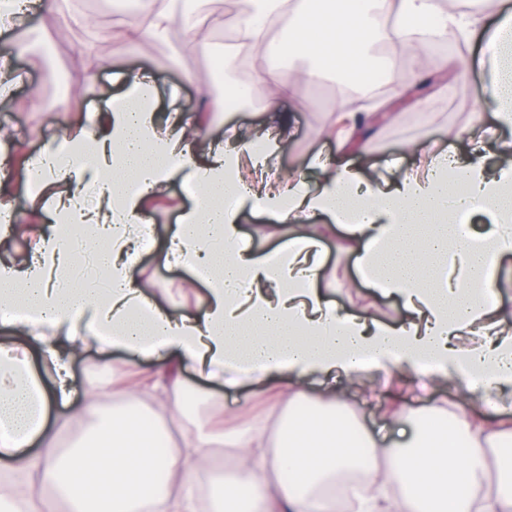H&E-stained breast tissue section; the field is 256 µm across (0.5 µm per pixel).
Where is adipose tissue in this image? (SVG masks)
<instances>
[{
	"mask_svg": "<svg viewBox=\"0 0 512 512\" xmlns=\"http://www.w3.org/2000/svg\"><path fill=\"white\" fill-rule=\"evenodd\" d=\"M206 3L140 0L139 18L122 22L115 37L136 48L169 40L177 25L184 37L175 53L206 51ZM37 13L76 34L87 83L111 68V60L95 50L96 24L67 0H0V34L8 38L0 51L1 95L15 85L13 59L26 50L21 34ZM238 15L230 58L259 50L267 63L252 84H232L228 91L242 98L261 89L270 112L325 71L376 68L367 54L370 41L412 56L431 41L461 37L495 46L481 61L483 103L500 125L512 127V108L503 101L512 85V0H484L483 12L471 16L442 9L437 0H365L357 12L323 0H238ZM291 50L312 60L305 77L284 69L282 59ZM89 121L94 135L81 126L68 129L27 160L23 177L31 193L55 200L48 213L54 228L39 236L31 263L0 257V324L39 338L55 376V395L64 401L72 395L68 354L76 349L92 344L103 351L129 350L159 357L160 363L151 372L134 373L123 387L113 385L109 367H101L82 406L97 417L96 445L64 452L56 440L68 416H50L26 357L0 343V460L11 476L0 483V503L17 501L21 512H42L30 492L39 483L84 505L102 502L106 512H140L152 501L165 512H197L196 474L208 464L211 446L225 441L243 449L245 458L237 482L217 493L222 512H236L245 489L265 500V512H311L336 473L348 469L381 474L383 484L404 492L400 498L375 495L367 512H418L424 503L434 504L436 512H512V470L491 468L485 454L512 442V419L494 428L464 413L432 419L406 447L395 449L382 472L371 441H353L339 414L289 418L271 456L264 451L262 427L253 424L229 436L184 434L160 457L134 416L100 407L102 397L135 402L140 391L150 390L160 393L162 412L180 411L184 362L230 386L401 368L424 384L447 373L467 390L511 398L512 325L501 319L491 287L502 258L512 254V161L491 168L475 153L452 164L443 151L423 169L381 185L367 181L342 153L314 157L322 172L318 190H310L302 175L279 170L246 185L242 167L263 163V154L228 138L197 160V130L180 111L159 116L154 82L141 71L125 74L121 91ZM451 165L463 191L451 189L444 177ZM177 176L198 195L175 228L165 260L207 282V306L198 317L154 306L130 276L143 207ZM248 207L298 223L297 235L276 254L254 252L238 225ZM478 208L491 215V229L459 234L456 216ZM316 212L342 225L373 284L403 300L404 322L371 324L323 302L321 241L304 221ZM86 248L95 251L106 288L54 286L55 275ZM482 486L486 494L474 497L473 489Z\"/></svg>",
	"mask_w": 512,
	"mask_h": 512,
	"instance_id": "adipose-tissue-1",
	"label": "adipose tissue"
}]
</instances>
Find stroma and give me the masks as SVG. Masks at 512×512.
Listing matches in <instances>:
<instances>
[{"instance_id": "1", "label": "stroma", "mask_w": 512, "mask_h": 512, "mask_svg": "<svg viewBox=\"0 0 512 512\" xmlns=\"http://www.w3.org/2000/svg\"><path fill=\"white\" fill-rule=\"evenodd\" d=\"M224 0H211L203 22L209 28L214 52L210 55L188 52L173 57L167 45L149 43L141 51H129L112 38L102 39L97 49L113 59L112 69L100 75L95 86L84 82V66L71 52L70 40H55L51 20H44V37L50 47L44 55L29 52L17 59L23 75L10 96L0 97V130L9 139L0 144V160L21 168L25 158L40 150L53 134L83 121L103 102L105 96L121 87V72L146 68L153 72L158 90V110L169 113L180 108L190 120H197V104L201 92H215L225 82H248L250 72L236 68L216 69V55L224 51L233 38L232 26L224 22ZM482 47H474L448 56V68L436 71L428 60H417L416 71L424 77L419 95L395 104L384 119L370 121L364 131L368 147L350 153L349 159L372 182L394 180L404 171L424 166L431 154L452 149L459 158L479 151L487 164H496L502 143L512 142V127L500 126L492 111L480 110L482 93L480 59ZM387 84L370 85L353 78L348 72L330 73L309 95L284 101L280 106L285 121L273 119L265 109L263 93L227 104L214 115L200 132L195 145L197 153H206L212 143L223 140L226 130H233L241 140H273L271 166L303 175L310 188L321 182L319 170L311 167L314 154H337L339 145L328 132L334 126L338 109L359 110L367 101L386 97ZM182 179H174L167 192L151 201L144 216L154 229L152 250L141 255L132 275L158 305L194 316L204 311V290H190L185 269L165 264L161 258L168 248L173 229L183 214L194 204L185 193ZM9 200L15 209V222L20 227L36 225L38 231H49V224L33 223V215H45L52 206L49 198L33 196L23 179L0 180V199ZM323 244L326 261L319 286L324 298L342 313H355L368 320L397 325L407 317L401 298L387 296L372 288L359 274L354 254L349 250L343 229L328 217L310 216ZM240 229L253 249L267 253L284 243L288 227L266 216L244 211ZM108 362L114 377H124L130 370L152 368L151 360L139 355L114 352L108 355L89 349L73 357L74 399L67 406L73 417L61 438L62 445L85 437L93 428L89 416L81 412L85 387L94 376L97 364ZM278 383L264 380L251 387L226 388L206 381L190 366L182 368V389L188 401L180 413L157 414L150 403H130L102 398L101 406L124 415L130 412L151 417L160 431L171 441H178L188 430L207 429L213 415L239 416L249 420L266 416L268 453L277 450L276 434L285 417L305 408L341 414L358 435L372 436L380 467H388L387 451L396 447L414 428L429 420L430 410L443 406L447 414L466 411L487 423L499 417L496 401L464 392L459 383L439 379L421 392L410 372L361 379L329 380L318 375L302 379L301 396L282 400L268 409L264 395Z\"/></svg>"}]
</instances>
